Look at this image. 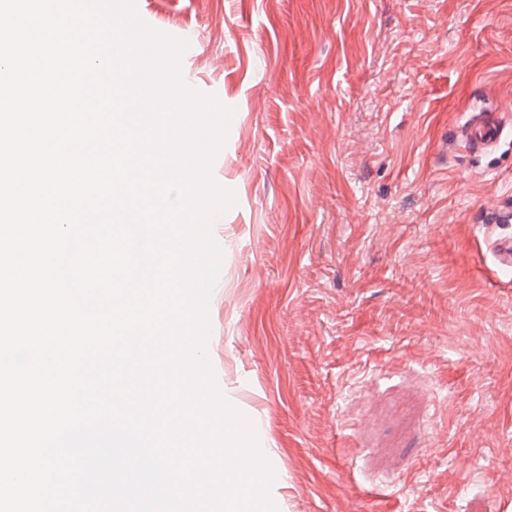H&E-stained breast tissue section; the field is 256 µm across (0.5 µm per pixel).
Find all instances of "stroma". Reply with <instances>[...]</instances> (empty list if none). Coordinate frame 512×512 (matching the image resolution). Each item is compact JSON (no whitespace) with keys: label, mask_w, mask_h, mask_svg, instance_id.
<instances>
[{"label":"stroma","mask_w":512,"mask_h":512,"mask_svg":"<svg viewBox=\"0 0 512 512\" xmlns=\"http://www.w3.org/2000/svg\"><path fill=\"white\" fill-rule=\"evenodd\" d=\"M139 2L233 106L207 352L278 512H512V0ZM504 127L486 114H473L461 127L463 143L472 149H485L496 145L502 138Z\"/></svg>","instance_id":"obj_1"}]
</instances>
